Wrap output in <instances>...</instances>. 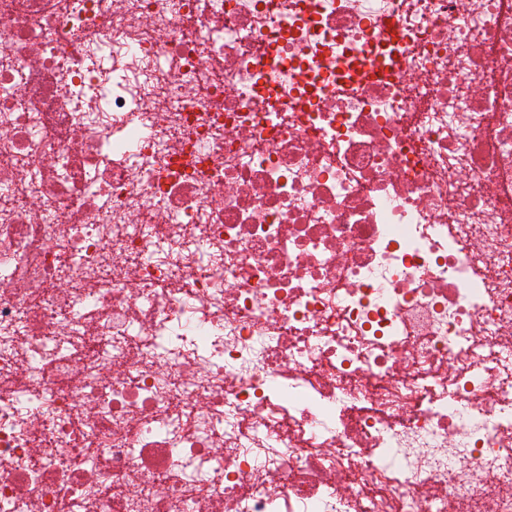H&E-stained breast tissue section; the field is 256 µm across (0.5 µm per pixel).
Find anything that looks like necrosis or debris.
Segmentation results:
<instances>
[{
	"instance_id": "necrosis-or-debris-1",
	"label": "necrosis or debris",
	"mask_w": 512,
	"mask_h": 512,
	"mask_svg": "<svg viewBox=\"0 0 512 512\" xmlns=\"http://www.w3.org/2000/svg\"><path fill=\"white\" fill-rule=\"evenodd\" d=\"M0 183V512H512V0H0Z\"/></svg>"
}]
</instances>
